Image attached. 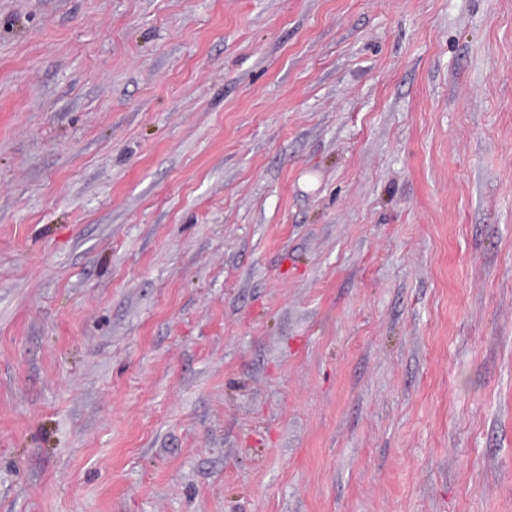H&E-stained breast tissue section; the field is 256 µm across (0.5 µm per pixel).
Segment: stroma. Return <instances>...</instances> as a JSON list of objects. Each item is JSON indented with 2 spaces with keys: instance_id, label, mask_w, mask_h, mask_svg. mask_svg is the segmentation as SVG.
<instances>
[{
  "instance_id": "1",
  "label": "stroma",
  "mask_w": 512,
  "mask_h": 512,
  "mask_svg": "<svg viewBox=\"0 0 512 512\" xmlns=\"http://www.w3.org/2000/svg\"><path fill=\"white\" fill-rule=\"evenodd\" d=\"M0 512H512V0H0Z\"/></svg>"
}]
</instances>
